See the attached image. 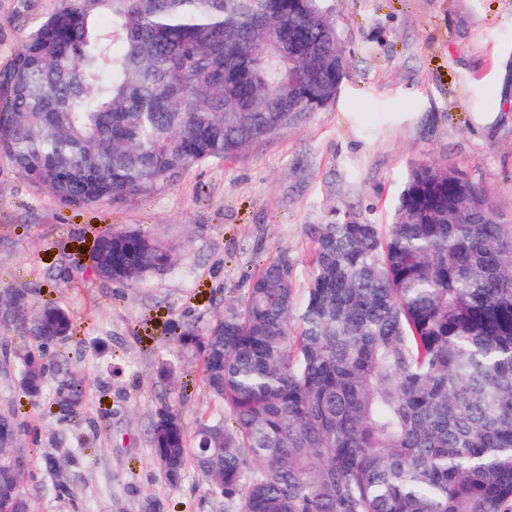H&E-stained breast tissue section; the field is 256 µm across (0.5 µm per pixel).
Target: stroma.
<instances>
[{"instance_id": "1", "label": "stroma", "mask_w": 512, "mask_h": 512, "mask_svg": "<svg viewBox=\"0 0 512 512\" xmlns=\"http://www.w3.org/2000/svg\"><path fill=\"white\" fill-rule=\"evenodd\" d=\"M62 0H0V68ZM350 72L330 106L215 159L151 194L66 207L0 154V292L56 302L71 337L51 353L85 378L75 412L56 380L39 401L21 384L26 341L0 318V413L14 417L35 460L33 512H226L195 470L169 484L151 447L157 410L175 405L187 432L211 409L201 362L172 325H205L240 299L258 264L287 260L297 290L311 234L331 215L392 220L410 168H458L512 225V0H334ZM494 113L490 123L476 116ZM136 230L173 252L171 267L138 288L99 279L82 263L97 237ZM66 460L69 492L39 461Z\"/></svg>"}]
</instances>
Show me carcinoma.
I'll list each match as a JSON object with an SVG mask.
<instances>
[{"instance_id":"1","label":"carcinoma","mask_w":512,"mask_h":512,"mask_svg":"<svg viewBox=\"0 0 512 512\" xmlns=\"http://www.w3.org/2000/svg\"><path fill=\"white\" fill-rule=\"evenodd\" d=\"M348 72L331 0H63L0 70V152L62 205L125 201L332 104ZM313 242L303 299L271 258L206 327L177 325L214 412L193 449L178 412H157L165 480L191 462L234 512H512V226L466 173L425 161L392 223L348 214ZM172 258L134 230L89 253L129 287ZM0 315L29 340L37 401L69 316L19 293ZM83 386L58 380L66 408ZM31 463L1 414L0 512H31Z\"/></svg>"}]
</instances>
